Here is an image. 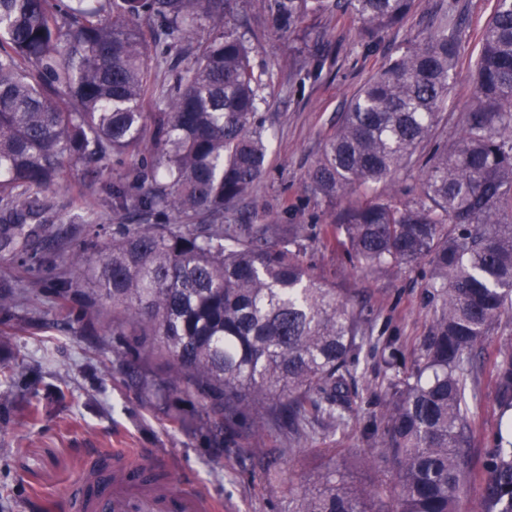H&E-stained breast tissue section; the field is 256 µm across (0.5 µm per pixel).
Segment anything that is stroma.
<instances>
[{"label":"stroma","instance_id":"stroma-1","mask_svg":"<svg viewBox=\"0 0 512 512\" xmlns=\"http://www.w3.org/2000/svg\"><path fill=\"white\" fill-rule=\"evenodd\" d=\"M495 0H412L404 23L367 36L351 16L335 10L306 16L299 36L282 34L271 0H232L229 23L245 22L250 61L264 99L259 114L270 136L266 173L251 195L225 211L228 224H302L307 230L330 223L335 204L306 182L326 139L334 133L347 103L388 59L401 54L436 13L461 21L458 63L439 124L421 154L453 143L461 111L473 95V68L480 33ZM123 215L111 223L66 238L53 263L30 265L32 253L49 247L51 237L33 227L27 241L0 250V275L28 284L29 304L0 319V512H65L66 487L80 477L88 459L121 448L150 455L171 483L195 487L218 501L223 512H288L291 492L311 487L328 467L342 464L349 481L390 482L374 462L364 431L383 403V355L398 349L411 366L426 335L435 302L426 286V267L365 270L345 254L313 241L305 264L310 275L335 288L363 320L366 342L350 383L356 395L344 428L309 419L302 437L264 423L259 439L239 448L215 444L192 401L162 405L138 379L161 377V364L143 357L135 363L116 356L110 330L93 321H70L45 328L54 318L50 285L65 269L71 252L93 253L112 238ZM512 346V320L477 353L482 368L474 407L476 433L470 449L471 476L459 498V512H479L483 459L496 431L494 363Z\"/></svg>","mask_w":512,"mask_h":512}]
</instances>
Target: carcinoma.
I'll return each mask as SVG.
<instances>
[{"label": "carcinoma", "mask_w": 512, "mask_h": 512, "mask_svg": "<svg viewBox=\"0 0 512 512\" xmlns=\"http://www.w3.org/2000/svg\"><path fill=\"white\" fill-rule=\"evenodd\" d=\"M230 0H0V241L26 225L70 232L135 220L90 258L68 257L53 282L60 309L81 302L121 355L158 358L165 373L141 387L192 397L215 442L239 447L274 413L299 435L311 417L345 426L338 407L359 360L362 323L336 289L304 264L303 224H225L224 211L262 178L268 152L258 118L260 82L244 37L228 26ZM411 0H336L368 35L401 22ZM281 30L328 0H272ZM157 21L154 44L139 20ZM204 23L224 34L193 45ZM461 31L429 23L349 101L307 179L328 201L349 199L321 228L367 268L428 267L438 303L412 366L385 361L383 410L368 447L393 476L390 489L348 482L339 467L294 494L291 512H457L470 468L478 398L475 346L512 315V0H496L479 42L474 96L457 139L417 149L448 101ZM196 48L197 66L168 88L150 78L152 56ZM157 111L147 112L145 106ZM137 157L133 194L109 186L107 209L58 201L69 162L90 183L110 163ZM421 163L414 196L375 183ZM0 276V314L16 288ZM499 427L485 452L483 512H512V347L495 363Z\"/></svg>", "instance_id": "cac0c4a2"}]
</instances>
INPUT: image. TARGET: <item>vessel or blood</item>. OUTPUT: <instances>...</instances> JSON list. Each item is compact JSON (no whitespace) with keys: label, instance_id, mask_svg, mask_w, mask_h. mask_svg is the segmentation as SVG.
<instances>
[{"label":"vessel or blood","instance_id":"1","mask_svg":"<svg viewBox=\"0 0 512 512\" xmlns=\"http://www.w3.org/2000/svg\"><path fill=\"white\" fill-rule=\"evenodd\" d=\"M68 512H215L206 495L155 480L143 459L116 449L89 461L66 491Z\"/></svg>","mask_w":512,"mask_h":512}]
</instances>
